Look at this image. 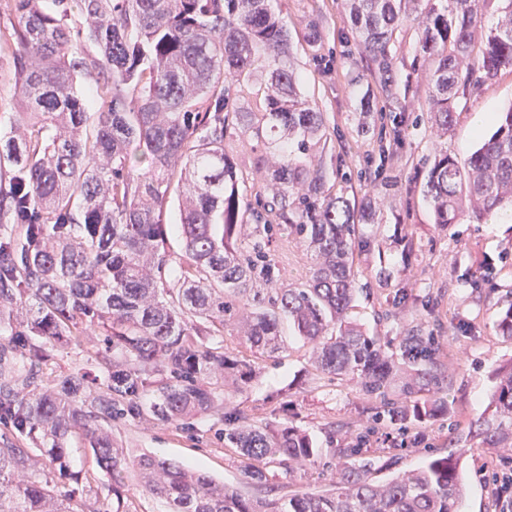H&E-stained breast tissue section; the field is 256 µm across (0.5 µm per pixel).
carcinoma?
I'll list each match as a JSON object with an SVG mask.
<instances>
[{
	"instance_id": "obj_1",
	"label": "carcinoma",
	"mask_w": 512,
	"mask_h": 512,
	"mask_svg": "<svg viewBox=\"0 0 512 512\" xmlns=\"http://www.w3.org/2000/svg\"><path fill=\"white\" fill-rule=\"evenodd\" d=\"M409 0H346L356 44L391 93V45ZM490 0H442L417 18L420 51L433 62L429 119L442 134L454 122L459 90L512 68V0L490 28ZM16 17L0 27V54L13 63L20 111L0 134V512H96L62 492L43 470L79 479L70 440L88 444L112 482V512L124 508V474L138 469L144 491L168 512H458L465 492L460 458L430 457L386 484L368 477L373 460L344 463L333 490L251 499L210 476L153 455L129 463L104 425L124 414L177 421L214 404L207 379L231 360L208 336L241 320L256 353L277 350L288 319L324 374L359 378L385 395L392 374L379 339L350 317L358 293L347 201L326 188L323 113L300 95L287 23L269 0H0ZM265 72L263 111L235 106L241 87ZM87 80L91 96L80 89ZM99 104L96 112L91 103ZM251 133L265 147L271 195L243 210L230 135ZM433 223L512 213V107L460 166L444 153L426 178ZM181 197L176 230L183 254L166 244L161 221ZM286 232L307 244L309 280L278 285L268 247ZM94 329L112 347L103 390L78 396L81 378L42 384L47 347L78 342ZM401 359L421 366L413 394L437 382L436 349L411 328ZM441 400L387 410L424 421ZM491 412L470 427L491 452L512 449V364L499 368ZM29 438L34 448L20 445ZM251 480L260 464L313 462L310 437L228 422Z\"/></svg>"
}]
</instances>
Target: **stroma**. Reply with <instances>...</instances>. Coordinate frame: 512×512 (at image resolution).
Listing matches in <instances>:
<instances>
[{
    "mask_svg": "<svg viewBox=\"0 0 512 512\" xmlns=\"http://www.w3.org/2000/svg\"><path fill=\"white\" fill-rule=\"evenodd\" d=\"M288 23L301 91L326 119L322 151L328 187L352 205L374 201L371 223L360 225L354 241L359 292L352 319L378 337L392 360L393 380L385 399L366 394L360 380L316 370L308 345L283 331L280 349L256 357V372L241 380L228 371L210 379L214 406L185 421L163 422L153 416L123 415L108 425L113 447L133 460L156 455L210 475L249 497L263 488L276 495L333 489L339 461L360 436L377 459L371 472L384 483L417 468L425 459L448 451L462 453L467 485L461 512H502L493 492V475L512 471V452L488 454L471 440L469 429L487 407L496 370L512 362V339L496 323L512 303V218L483 224L469 215L439 230L425 197V179L435 156L448 153L466 164L478 145L469 126L472 113H500L512 107V68L501 70L481 89L467 90L455 107L448 135L428 119L431 61L418 50L414 20L420 4L408 8L409 20L392 45V93L380 87L371 57L355 44L345 0H270ZM317 41H310L311 32ZM233 156L239 192L253 202L265 184L254 160L263 146L233 136L225 143ZM271 254L281 284L306 282L310 254L304 242L275 236ZM417 327L433 342L438 356L443 413L421 423L399 424L382 416L384 405L408 403L406 385L412 366L400 359L406 330ZM104 345L96 332L78 344L56 345L43 366V378L55 384L81 374L80 395L92 398L104 377ZM241 418L254 426H293L307 433L324 454L311 464L286 467L264 464L263 486L246 478L234 449L224 445V419Z\"/></svg>",
    "mask_w": 512,
    "mask_h": 512,
    "instance_id": "obj_1",
    "label": "stroma"
}]
</instances>
